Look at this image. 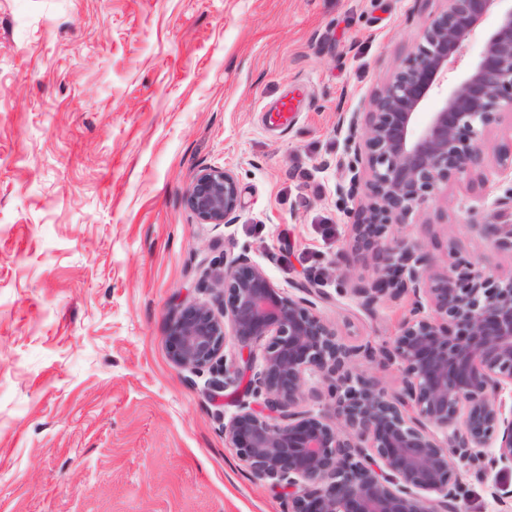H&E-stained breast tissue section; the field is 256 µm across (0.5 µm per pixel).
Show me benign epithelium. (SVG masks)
Returning <instances> with one entry per match:
<instances>
[{
  "instance_id": "7a95c632",
  "label": "benign epithelium",
  "mask_w": 512,
  "mask_h": 512,
  "mask_svg": "<svg viewBox=\"0 0 512 512\" xmlns=\"http://www.w3.org/2000/svg\"><path fill=\"white\" fill-rule=\"evenodd\" d=\"M494 29L479 61L448 82L469 41L490 13ZM432 112L422 108L433 97ZM512 112V0H447L424 31V42L367 102L342 113L348 181L340 197L368 202L350 224V245L331 263L347 282L375 262V278L351 291L370 311L383 298L413 297L410 316L390 345L346 344L318 311L327 299L309 272L286 294L247 249L224 254L203 282L220 312L188 303L176 311L169 336L172 362L215 376L217 397L243 396L224 424V442L255 478L279 492L285 512H459L465 494L459 466L512 473V276L490 280L458 259L430 273L432 256L405 237L386 239L442 184L462 176L485 183L483 133ZM490 169L512 178V149ZM185 206L203 224H230L241 208L235 174L199 170ZM480 235L512 251V224H481ZM238 346L229 361L224 347ZM265 342L261 364L253 346ZM402 366V389L387 393L359 372V355ZM329 383L331 407L302 409L307 377ZM263 400L257 411L246 398ZM491 496L512 502V481L495 478Z\"/></svg>"
}]
</instances>
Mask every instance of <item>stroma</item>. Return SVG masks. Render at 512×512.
Listing matches in <instances>:
<instances>
[{
	"label": "stroma",
	"mask_w": 512,
	"mask_h": 512,
	"mask_svg": "<svg viewBox=\"0 0 512 512\" xmlns=\"http://www.w3.org/2000/svg\"><path fill=\"white\" fill-rule=\"evenodd\" d=\"M444 0H0V512H283L224 443L238 408L169 355L177 304L248 250L289 290L312 270L323 318L379 349L409 299L365 311L331 263L358 207L339 113L412 56ZM292 98L294 111L276 104ZM237 177L234 224L183 203L202 167ZM512 182L455 180L392 236L512 276ZM461 512H512L491 476ZM472 223L479 234L492 239L497 248L512 252V224H479L477 220Z\"/></svg>",
	"instance_id": "35a3bbf8"
}]
</instances>
